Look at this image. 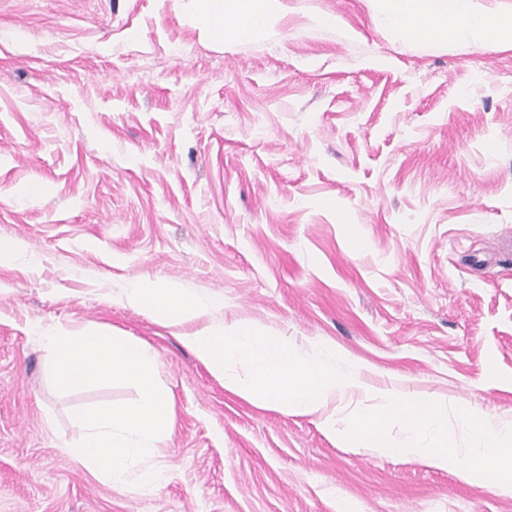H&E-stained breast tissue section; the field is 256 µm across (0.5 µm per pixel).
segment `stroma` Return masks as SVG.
Returning a JSON list of instances; mask_svg holds the SVG:
<instances>
[{"instance_id":"obj_1","label":"stroma","mask_w":512,"mask_h":512,"mask_svg":"<svg viewBox=\"0 0 512 512\" xmlns=\"http://www.w3.org/2000/svg\"><path fill=\"white\" fill-rule=\"evenodd\" d=\"M285 2L215 44L188 0H0V512H512L456 465L227 393L124 300L172 283L213 322L335 345L374 388L512 420V49ZM89 326L151 347L173 400L152 495L63 451L77 411L137 398L54 387L42 337Z\"/></svg>"}]
</instances>
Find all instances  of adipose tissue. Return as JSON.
I'll return each mask as SVG.
<instances>
[{
  "label": "adipose tissue",
  "mask_w": 512,
  "mask_h": 512,
  "mask_svg": "<svg viewBox=\"0 0 512 512\" xmlns=\"http://www.w3.org/2000/svg\"><path fill=\"white\" fill-rule=\"evenodd\" d=\"M193 18L213 40H249L280 18L283 0H189ZM406 43L450 42L474 31L481 42L512 48V12L477 10L474 0H368Z\"/></svg>",
  "instance_id": "obj_1"
}]
</instances>
